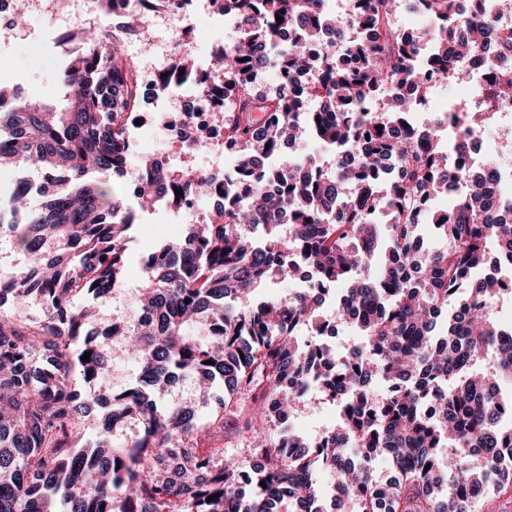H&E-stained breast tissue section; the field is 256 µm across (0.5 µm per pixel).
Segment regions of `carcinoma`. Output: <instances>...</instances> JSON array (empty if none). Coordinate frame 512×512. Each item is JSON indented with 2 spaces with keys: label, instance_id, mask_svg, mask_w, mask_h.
<instances>
[{
  "label": "carcinoma",
  "instance_id": "carcinoma-1",
  "mask_svg": "<svg viewBox=\"0 0 512 512\" xmlns=\"http://www.w3.org/2000/svg\"><path fill=\"white\" fill-rule=\"evenodd\" d=\"M233 2L239 40L213 50L212 68L224 78L234 165L218 180L143 156L138 200L142 210L234 201L142 257L138 304L150 317L118 331L137 383L112 394L93 452L82 448L81 416L99 397L73 392L71 374L77 366L95 386L112 367L100 338L112 330L90 327L91 309L124 281L134 212L114 180L128 159L125 113L153 89L90 27L66 35L78 46L56 76L63 108L0 81V172L34 167L56 187L36 207L20 178L0 203V230L27 258L0 275V512H322L321 469L350 512H509L512 328L490 305L498 281L479 272L493 245L512 278V184L495 189L496 161L448 165L482 114L448 107L447 140L417 125L397 92L426 98L435 77H458L480 51L512 66V31L487 0L472 12L462 0H430L425 25L409 34L391 23L401 0H357L354 22L372 38L351 45L355 65L344 68L301 47L324 32L345 39L323 0ZM258 61L283 72L277 93L255 89ZM303 72L319 76L307 99L290 90ZM307 140L332 150L336 168L296 155L238 192L258 159ZM446 196L448 208L426 217L439 241L426 248L415 207ZM307 274L305 292L255 302L261 285ZM332 289L336 314L359 336L353 358L322 347ZM31 304L39 314H24ZM200 321L214 330L208 344L185 334ZM313 376L337 411L316 442L285 433ZM188 378L204 405L224 389L221 410L158 404ZM129 422L130 440L109 448ZM229 430L245 455L201 447ZM373 457L391 475L375 476Z\"/></svg>",
  "mask_w": 512,
  "mask_h": 512
}]
</instances>
